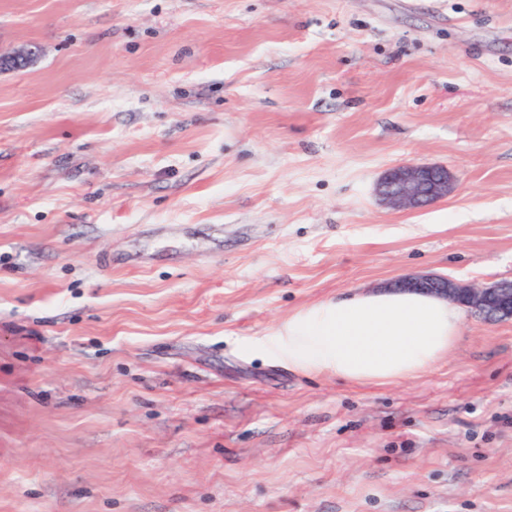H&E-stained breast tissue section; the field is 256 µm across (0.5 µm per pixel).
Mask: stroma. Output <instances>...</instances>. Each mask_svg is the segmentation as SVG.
<instances>
[{
	"label": "stroma",
	"mask_w": 512,
	"mask_h": 512,
	"mask_svg": "<svg viewBox=\"0 0 512 512\" xmlns=\"http://www.w3.org/2000/svg\"><path fill=\"white\" fill-rule=\"evenodd\" d=\"M0 512H512V319L352 386L254 349L512 279V0H0ZM402 163L448 197L384 205ZM452 177L444 166L398 165L378 184L382 201L391 207L418 209L448 195Z\"/></svg>",
	"instance_id": "35a3bbf8"
}]
</instances>
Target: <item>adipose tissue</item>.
I'll use <instances>...</instances> for the list:
<instances>
[{
	"instance_id": "adipose-tissue-1",
	"label": "adipose tissue",
	"mask_w": 512,
	"mask_h": 512,
	"mask_svg": "<svg viewBox=\"0 0 512 512\" xmlns=\"http://www.w3.org/2000/svg\"><path fill=\"white\" fill-rule=\"evenodd\" d=\"M458 304L415 291L353 293L297 311L265 337V351L305 374L353 385L399 383L431 371L455 348Z\"/></svg>"
}]
</instances>
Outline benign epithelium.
<instances>
[{
  "label": "benign epithelium",
  "instance_id": "obj_1",
  "mask_svg": "<svg viewBox=\"0 0 512 512\" xmlns=\"http://www.w3.org/2000/svg\"><path fill=\"white\" fill-rule=\"evenodd\" d=\"M34 53L18 50L0 56V71L27 67ZM452 177L444 166L398 165L389 169L378 184L382 201L391 207L418 209L448 195ZM393 285L426 291L470 308L489 320L512 319V280H500L475 287L444 276L412 275Z\"/></svg>",
  "mask_w": 512,
  "mask_h": 512
}]
</instances>
